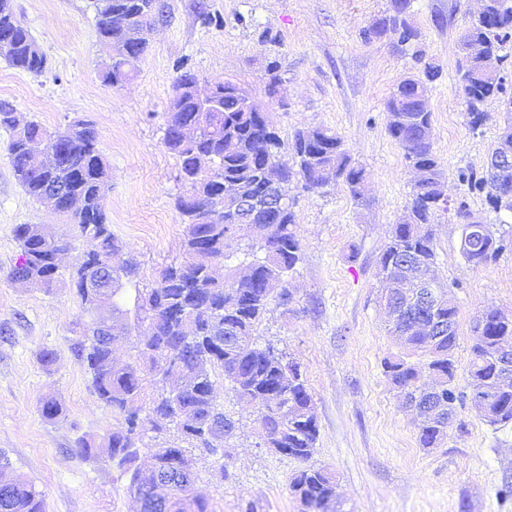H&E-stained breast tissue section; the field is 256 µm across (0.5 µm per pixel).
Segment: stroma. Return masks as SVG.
Segmentation results:
<instances>
[{"label":"stroma","instance_id":"35a3bbf8","mask_svg":"<svg viewBox=\"0 0 512 512\" xmlns=\"http://www.w3.org/2000/svg\"><path fill=\"white\" fill-rule=\"evenodd\" d=\"M149 50L131 80L104 85L107 55L97 37L91 0H13L47 57L39 74L0 56V102L47 130L80 117L95 121L111 167L105 209L113 232L139 263L141 287L182 256L184 226L174 206L179 164L163 143L165 117L182 69L200 79L239 86L267 112L283 140L324 126L338 133L367 173L368 204L356 206L345 185L312 192L289 183L297 201L301 261L289 281L293 300L271 305L256 331L297 361L319 425L311 465L336 477L340 512H512V425L488 426L471 404L459 406L444 443L421 447L414 419L387 380L382 362L399 346L377 306L378 257L409 200L414 174L386 130V101L414 61L394 37L365 42L360 32L390 0H161ZM474 0H415L423 48L443 72L428 93L434 150L446 193L458 199L459 173L481 169L504 115L489 104L487 124L471 131L457 69L459 37ZM220 17L205 24L202 13ZM281 63L278 97L266 91L269 57ZM10 133L0 128V477L23 476L45 495L46 512H137L128 477L106 449L87 459L80 437L117 426L111 408L90 389L69 345L91 320L73 289L13 283L18 224H49L72 233L65 217L29 197L8 159ZM435 274L451 284L458 307L457 386L467 391L472 319L495 307L512 313V247L485 266L459 251L461 226H434ZM55 350L51 367L39 354ZM215 391L236 431L223 465L198 455L194 467L212 512H300L288 483L300 462L265 448L256 413L223 379ZM58 399L64 416L46 419L43 399Z\"/></svg>","mask_w":512,"mask_h":512}]
</instances>
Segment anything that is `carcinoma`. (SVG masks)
<instances>
[{
    "label": "carcinoma",
    "instance_id": "cac0c4a2",
    "mask_svg": "<svg viewBox=\"0 0 512 512\" xmlns=\"http://www.w3.org/2000/svg\"><path fill=\"white\" fill-rule=\"evenodd\" d=\"M414 0H391L390 8L361 30L365 41L392 31L398 35L401 52L413 49L417 71L409 73L387 100V132L402 149L413 168L423 171L411 187L406 206L408 222L391 227L388 241L379 256L382 279L377 303L387 315L388 329L398 337L401 352L384 359L383 371L406 399L423 396V374L410 358H427L429 376L440 394L438 402L457 414L466 394L456 386L458 310L451 285L436 280V243L432 224L440 216L454 212L466 221V200L452 204L444 197L441 164L428 135L431 112L427 109L428 85L442 75V68L421 48L422 33L411 20ZM96 29L101 43L115 48L116 56L100 72L108 86H120L134 74L148 42L134 41L140 27L160 15L156 0H93ZM9 32V48L3 52L8 63L29 73L46 68V56L37 51L29 31L14 16L10 0H0V34ZM512 41V0H484L483 11L470 18L463 36V48L474 43L483 54L504 65ZM462 100L471 129L489 120L487 105L496 100L512 113V96L502 80H490L483 72L482 58L464 55L460 70ZM221 95L209 106L187 97L170 105L165 119L164 144L178 159L183 191L175 208L185 224L182 260L166 266L149 288L137 287L138 264L127 243L112 233L105 210L110 166L99 149L94 121L80 118L73 140L56 141L54 133L38 121L30 120L17 129L14 109L0 103V128L11 132L9 160L25 193L41 201L48 189L57 188L65 196L82 198L83 207L61 213L70 216L76 237L96 240V251L84 252L81 264L69 274L57 266L59 254L71 246V239L43 224H18L13 234L20 249L19 259L9 273L42 281L51 288L64 278L75 287L84 309L92 315L70 350L85 367L97 398L112 409L119 426L101 440L82 437L77 451L89 458L96 449H109L124 473L130 475L127 490L140 504V512H209L208 499L197 485V475L180 470L184 456L195 450L224 458V449L212 447L203 428L213 418L230 419L214 394V378L230 383L235 397L250 404L261 403L257 415L259 431L267 448H286V456L305 463L290 479L289 491L299 500L301 512H336L335 478L311 459L319 437L312 396L300 365L272 344L260 346L255 333L271 304L290 302L288 278L301 260V242L296 234L294 203L282 208L272 224H251L246 231L235 229L232 204L224 211L211 208L223 183L232 180L250 196H261L266 184L265 165L271 157L284 159L288 150L292 162L284 170L287 179L296 178L308 190L343 183L357 205L367 204L365 170L351 156L344 140L326 127L298 130L291 143L284 144L269 116L259 118L248 111V97L230 82H220ZM191 121L197 127L195 139L182 143L179 128ZM210 157L223 162L211 176L199 174L200 160ZM461 181L467 193L484 197L495 214L512 215V208L499 204L501 196L512 195V171L494 177L487 168L464 171ZM504 238L493 225H481V232L460 239L463 258L475 265L486 264L503 249ZM224 266V277L215 278L210 263ZM249 270L247 279L236 276L237 266ZM407 260L411 270L403 272L399 262ZM423 279L435 282L438 291L435 317L449 331L442 336L422 334L409 317L410 300ZM135 285L134 311L122 309L115 296L123 283ZM106 307L112 319V333L101 332L98 310ZM194 324L190 337L182 324ZM482 334L473 335L467 369L468 387H481L485 403L479 407L483 421L491 426L512 423V390L500 387V373L493 354L503 343L512 345V318L488 309L478 318ZM135 340L136 354L129 363H112L114 349ZM178 357V372H191L196 363L206 364L199 381L179 397L178 405L153 393L145 399V383L158 385V376L169 373L167 362ZM451 422L423 414L418 420V439L424 448H436L448 436ZM175 430L168 439L150 448L157 472L143 482L136 466L139 446L150 431L159 435ZM0 512H45L42 492L25 480L0 483Z\"/></svg>",
    "mask_w": 512,
    "mask_h": 512
}]
</instances>
